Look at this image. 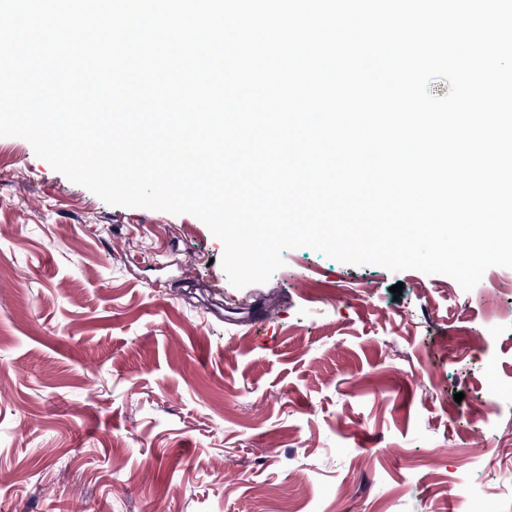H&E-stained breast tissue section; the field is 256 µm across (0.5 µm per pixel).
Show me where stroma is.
<instances>
[{
	"mask_svg": "<svg viewBox=\"0 0 512 512\" xmlns=\"http://www.w3.org/2000/svg\"><path fill=\"white\" fill-rule=\"evenodd\" d=\"M223 252L0 137V512H512V268Z\"/></svg>",
	"mask_w": 512,
	"mask_h": 512,
	"instance_id": "stroma-1",
	"label": "stroma"
}]
</instances>
